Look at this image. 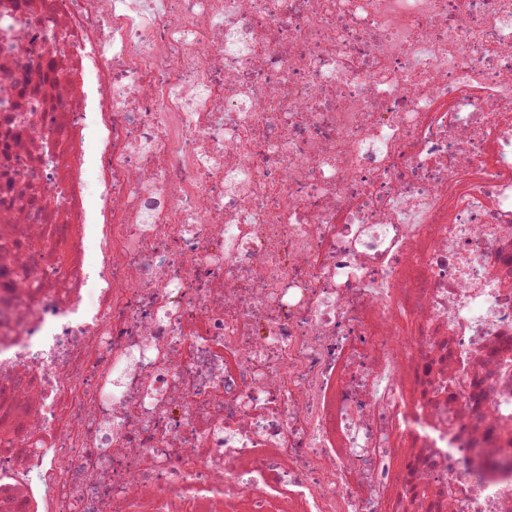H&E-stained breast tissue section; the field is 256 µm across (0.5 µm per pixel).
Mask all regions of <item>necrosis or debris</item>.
Wrapping results in <instances>:
<instances>
[{
  "mask_svg": "<svg viewBox=\"0 0 512 512\" xmlns=\"http://www.w3.org/2000/svg\"><path fill=\"white\" fill-rule=\"evenodd\" d=\"M0 512H512V0H0Z\"/></svg>",
  "mask_w": 512,
  "mask_h": 512,
  "instance_id": "obj_1",
  "label": "necrosis or debris"
}]
</instances>
